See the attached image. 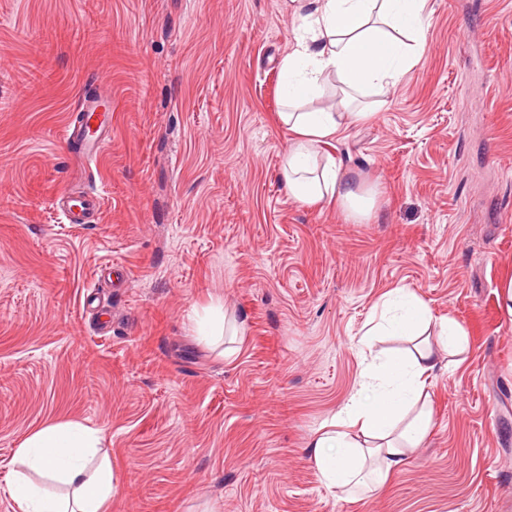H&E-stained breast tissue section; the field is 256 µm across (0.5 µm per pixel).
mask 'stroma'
Here are the masks:
<instances>
[{
    "mask_svg": "<svg viewBox=\"0 0 512 512\" xmlns=\"http://www.w3.org/2000/svg\"><path fill=\"white\" fill-rule=\"evenodd\" d=\"M291 0H0V512L47 420L99 429L110 512H512V0H428L412 69L323 144L374 199L279 177ZM112 141L66 143L83 95ZM100 195L80 227L61 190ZM467 334L421 448L370 498L307 444L358 387L390 289ZM243 326L209 345L210 302ZM79 109V112L83 113V121L77 118L73 124L66 125L65 140L85 146L87 158L97 162L110 144V131L106 128V117L109 114L112 117V96L100 92L94 95H85L80 102ZM100 112H103V119H100ZM93 115L97 116L99 123L96 133L90 135L86 127Z\"/></svg>",
    "mask_w": 512,
    "mask_h": 512,
    "instance_id": "obj_1",
    "label": "stroma"
}]
</instances>
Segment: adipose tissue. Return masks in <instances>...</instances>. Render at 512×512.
Segmentation results:
<instances>
[{
  "mask_svg": "<svg viewBox=\"0 0 512 512\" xmlns=\"http://www.w3.org/2000/svg\"><path fill=\"white\" fill-rule=\"evenodd\" d=\"M294 45L280 65L282 123L292 132L279 179L289 196L308 205L335 201L354 217L373 206L372 196L343 180L333 158L319 147L354 123L349 100L369 87L404 77L422 48L427 0H300ZM346 96L319 106L329 79ZM427 307L404 288L389 290L378 321L359 341L366 366L348 404L310 441L312 460L327 486L345 496L378 491L424 443L431 423L425 391L441 354L461 343L463 332L443 327L424 336ZM387 332L418 338L414 351L380 358L371 337ZM100 430L76 421H46L15 450L23 472L9 496L17 512H109L115 475Z\"/></svg>",
  "mask_w": 512,
  "mask_h": 512,
  "instance_id": "obj_1",
  "label": "adipose tissue"
}]
</instances>
